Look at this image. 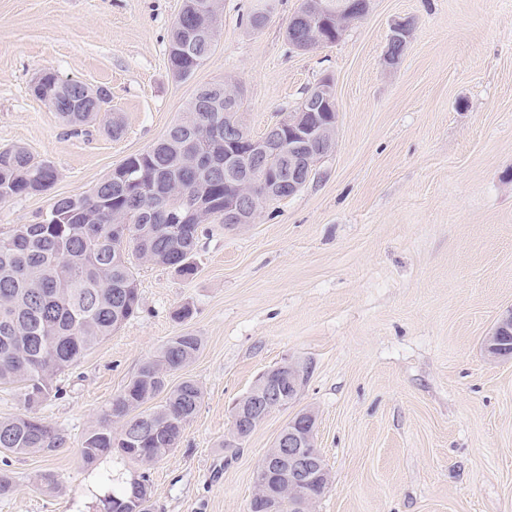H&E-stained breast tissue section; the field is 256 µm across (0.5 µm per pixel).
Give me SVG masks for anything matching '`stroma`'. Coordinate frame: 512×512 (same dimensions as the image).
Listing matches in <instances>:
<instances>
[{"label": "stroma", "instance_id": "stroma-1", "mask_svg": "<svg viewBox=\"0 0 512 512\" xmlns=\"http://www.w3.org/2000/svg\"><path fill=\"white\" fill-rule=\"evenodd\" d=\"M265 1L224 0L213 51L179 81L168 51L183 0H0V148L59 172L49 191L0 202V234L150 150L200 86L241 84L254 137L326 77L338 112L301 191L257 223L203 225L193 277L133 260L139 311L35 408L65 446L0 453L16 481L0 512H86V433L187 331L203 347L169 382L193 378L204 396L178 447L147 467L112 459L114 477L148 474L151 512H249L258 461L303 409L331 477L313 512H512V360L483 350L512 309V0H369L336 43L308 51L286 39L301 0H269L265 25H248ZM399 20L411 28L392 65ZM46 68L110 88L90 135L31 94ZM186 303L192 317L176 320ZM289 359L311 368L297 401L227 447L234 402ZM408 29L407 21H399L393 25L388 41L389 48L385 55L388 63H395L401 57L407 43Z\"/></svg>", "mask_w": 512, "mask_h": 512}]
</instances>
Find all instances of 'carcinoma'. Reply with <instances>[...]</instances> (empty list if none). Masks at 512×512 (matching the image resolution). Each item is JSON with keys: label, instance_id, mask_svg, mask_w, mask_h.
Wrapping results in <instances>:
<instances>
[{"label": "carcinoma", "instance_id": "obj_1", "mask_svg": "<svg viewBox=\"0 0 512 512\" xmlns=\"http://www.w3.org/2000/svg\"><path fill=\"white\" fill-rule=\"evenodd\" d=\"M209 2L185 0L174 23L168 57L178 79L191 77L212 51L207 42L192 53L181 48L202 26L216 40L221 17L208 9ZM63 82L45 70L37 93L77 133L95 113L84 111L85 83L75 82L74 94L64 98L58 95ZM224 89L223 83L199 87L166 137L124 161L123 174L132 185L117 184L109 175L87 194L57 199L39 221L17 224L0 236V384H20L26 409L41 404L35 393L48 397L60 373L139 308L137 283L115 225L127 226V245L135 254L183 276L194 274L201 224L224 223V199L234 194L224 171L205 176L191 164L192 155L204 153L224 163V113L240 110L238 101L224 104ZM287 168L288 159L275 154L265 158L263 171L281 176ZM57 179L54 165L36 160L25 147L0 150V201L45 192ZM174 182L185 187L178 233L167 209ZM202 346L200 336L184 332L141 364L87 432L81 448L86 466L114 454L149 466L176 449L200 407L202 390L189 377L171 385L168 376L192 362ZM65 443L64 435L36 417L0 420V451L46 454ZM101 486L97 499L107 512H127L134 497L149 512L148 480L116 488L108 474Z\"/></svg>", "mask_w": 512, "mask_h": 512}]
</instances>
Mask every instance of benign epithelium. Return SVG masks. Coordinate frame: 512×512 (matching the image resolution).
Returning a JSON list of instances; mask_svg holds the SVG:
<instances>
[{
	"mask_svg": "<svg viewBox=\"0 0 512 512\" xmlns=\"http://www.w3.org/2000/svg\"><path fill=\"white\" fill-rule=\"evenodd\" d=\"M317 0H303L304 7L298 19L308 27L309 38L295 43L294 49L307 51L325 44L321 35L324 7H315ZM409 25L399 21L392 27L386 61L395 63L401 57L408 39ZM331 82L318 83L301 102L298 111L287 112L267 132L250 136L242 117L224 122V172L237 181V195L224 201V223L227 228L255 223L260 210L252 193L250 165L262 157L288 152V177L265 179L262 200H281L299 192L309 181L320 160L331 153L335 145L337 113ZM331 111L330 123L317 120V112ZM512 335V309L508 310L484 340V352L494 360L512 359L502 338ZM310 373L308 364L287 361L259 374L250 390L232 407L231 432L237 434L254 424H261L270 413L293 404L305 386ZM316 417L310 410L288 420V430L280 431L273 445L259 460L257 467L266 476L254 483L253 495L265 498L266 512H312L314 500L308 497V483L324 479L330 485L328 470L316 445ZM288 472V492L283 496L269 491V480L274 471Z\"/></svg>",
	"mask_w": 512,
	"mask_h": 512,
	"instance_id": "1",
	"label": "benign epithelium"
}]
</instances>
